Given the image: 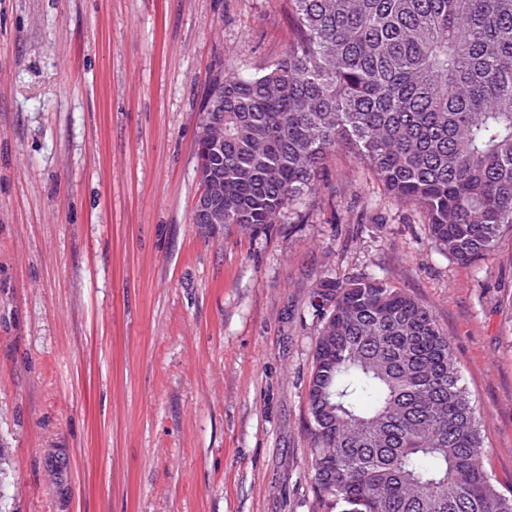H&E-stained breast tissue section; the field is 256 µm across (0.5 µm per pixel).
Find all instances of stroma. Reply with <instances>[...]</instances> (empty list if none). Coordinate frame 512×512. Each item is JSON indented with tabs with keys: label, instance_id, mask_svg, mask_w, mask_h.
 <instances>
[{
	"label": "stroma",
	"instance_id": "stroma-1",
	"mask_svg": "<svg viewBox=\"0 0 512 512\" xmlns=\"http://www.w3.org/2000/svg\"><path fill=\"white\" fill-rule=\"evenodd\" d=\"M289 0H0V512H324L307 388L322 281L430 307L512 489V232L462 265L354 154L208 235L196 134Z\"/></svg>",
	"mask_w": 512,
	"mask_h": 512
}]
</instances>
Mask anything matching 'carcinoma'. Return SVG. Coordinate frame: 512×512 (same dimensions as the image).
<instances>
[{
  "instance_id": "1",
  "label": "carcinoma",
  "mask_w": 512,
  "mask_h": 512,
  "mask_svg": "<svg viewBox=\"0 0 512 512\" xmlns=\"http://www.w3.org/2000/svg\"><path fill=\"white\" fill-rule=\"evenodd\" d=\"M297 33L224 106V228H264L356 155L460 263L512 228V0H292ZM310 394V478L326 512H512L433 311L374 276L328 280Z\"/></svg>"
}]
</instances>
